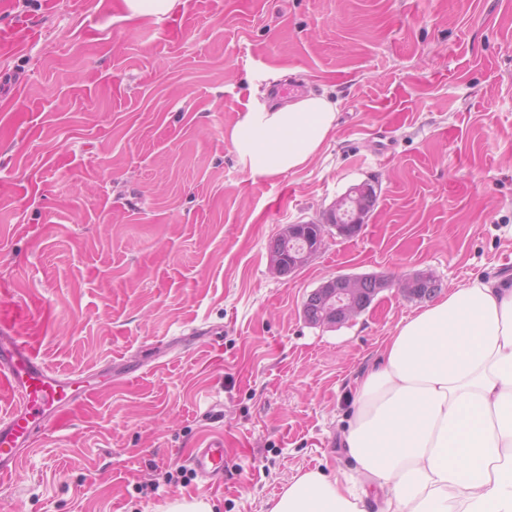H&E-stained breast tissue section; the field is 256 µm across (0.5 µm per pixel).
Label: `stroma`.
Returning <instances> with one entry per match:
<instances>
[{
    "label": "stroma",
    "instance_id": "1",
    "mask_svg": "<svg viewBox=\"0 0 512 512\" xmlns=\"http://www.w3.org/2000/svg\"><path fill=\"white\" fill-rule=\"evenodd\" d=\"M4 2L0 27L41 38L0 57V307L96 395L0 478V512H269L294 475L350 473L355 382L422 303L392 287L333 328L303 303L340 274H512V0H178L138 21L123 0ZM280 84L327 92L336 131L254 177L226 132ZM365 181L361 234L273 274L279 230ZM213 442L208 488L189 456Z\"/></svg>",
    "mask_w": 512,
    "mask_h": 512
}]
</instances>
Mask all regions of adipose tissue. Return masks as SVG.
<instances>
[{
  "label": "adipose tissue",
  "instance_id": "1",
  "mask_svg": "<svg viewBox=\"0 0 512 512\" xmlns=\"http://www.w3.org/2000/svg\"><path fill=\"white\" fill-rule=\"evenodd\" d=\"M308 94L250 108L227 132L254 177L298 171L336 130ZM342 443L353 475L311 470L270 512H512V278L476 277L399 324L356 381Z\"/></svg>",
  "mask_w": 512,
  "mask_h": 512
}]
</instances>
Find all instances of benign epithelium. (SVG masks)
<instances>
[{
  "mask_svg": "<svg viewBox=\"0 0 512 512\" xmlns=\"http://www.w3.org/2000/svg\"><path fill=\"white\" fill-rule=\"evenodd\" d=\"M376 186L362 182L350 187L328 209L326 223L321 228L336 230L340 238H353L361 231L368 218L367 210L374 199ZM277 237L282 240L283 253L271 256L272 270L279 276H290L308 264L316 255L307 228L302 224H288ZM440 286L434 273L414 272L403 276L399 288H405L416 298L427 297ZM390 287L382 276L370 278L357 275H336L323 281L308 298L319 303V325L346 324L364 312L375 297Z\"/></svg>",
  "mask_w": 512,
  "mask_h": 512,
  "instance_id": "obj_1",
  "label": "benign epithelium"
}]
</instances>
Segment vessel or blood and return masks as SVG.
<instances>
[{"mask_svg": "<svg viewBox=\"0 0 512 512\" xmlns=\"http://www.w3.org/2000/svg\"><path fill=\"white\" fill-rule=\"evenodd\" d=\"M27 28H0V53L10 54L36 42ZM28 309L12 307L0 311V391L9 395L12 409L0 419V476L16 473L29 451L36 428L54 425L58 408L89 401L91 390L78 388L73 376H63L40 359L20 335L19 325H34ZM193 465L209 484L224 478L223 448H200Z\"/></svg>", "mask_w": 512, "mask_h": 512, "instance_id": "b4317fda", "label": "vessel or blood"}]
</instances>
